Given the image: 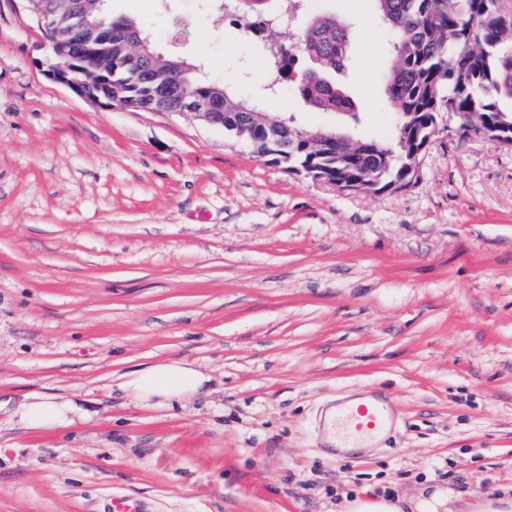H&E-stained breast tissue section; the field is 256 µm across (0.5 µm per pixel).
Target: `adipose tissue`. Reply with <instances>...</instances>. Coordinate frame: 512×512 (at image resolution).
<instances>
[{
    "label": "adipose tissue",
    "instance_id": "1",
    "mask_svg": "<svg viewBox=\"0 0 512 512\" xmlns=\"http://www.w3.org/2000/svg\"><path fill=\"white\" fill-rule=\"evenodd\" d=\"M211 378L183 360H167L123 374L119 385L128 404L149 409H183L211 393ZM78 408L55 396L32 395L20 407V417L30 430H57L72 425ZM336 512H512V490L493 497H475L444 485H428L407 497L400 492L373 497H345Z\"/></svg>",
    "mask_w": 512,
    "mask_h": 512
}]
</instances>
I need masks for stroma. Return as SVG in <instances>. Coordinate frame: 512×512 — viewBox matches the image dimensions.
Returning a JSON list of instances; mask_svg holds the SVG:
<instances>
[{"label": "stroma", "mask_w": 512, "mask_h": 512, "mask_svg": "<svg viewBox=\"0 0 512 512\" xmlns=\"http://www.w3.org/2000/svg\"><path fill=\"white\" fill-rule=\"evenodd\" d=\"M156 51L273 115L392 141L386 32L371 0H307L357 22L354 113L307 106L207 0H107ZM21 0H0V512H334L344 493L483 496L512 485V147L439 110L407 186L342 190L190 113L102 108L51 80ZM187 361L213 393L137 408L139 365ZM391 398L352 453L337 404ZM81 418L23 428L27 396Z\"/></svg>", "instance_id": "35a3bbf8"}]
</instances>
